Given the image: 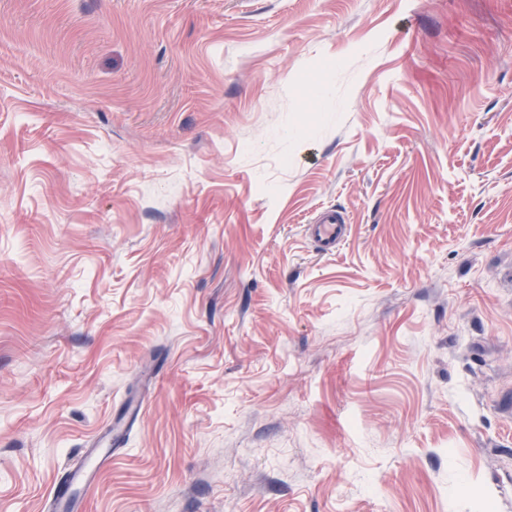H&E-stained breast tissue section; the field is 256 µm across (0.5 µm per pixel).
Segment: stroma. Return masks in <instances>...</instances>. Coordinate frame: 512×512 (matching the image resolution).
<instances>
[{"label": "stroma", "instance_id": "obj_1", "mask_svg": "<svg viewBox=\"0 0 512 512\" xmlns=\"http://www.w3.org/2000/svg\"><path fill=\"white\" fill-rule=\"evenodd\" d=\"M119 432L74 512H512V0H0V512ZM351 232L347 214L339 209L320 210L312 224H307L305 233L315 250L321 254L335 253L338 246Z\"/></svg>", "mask_w": 512, "mask_h": 512}]
</instances>
